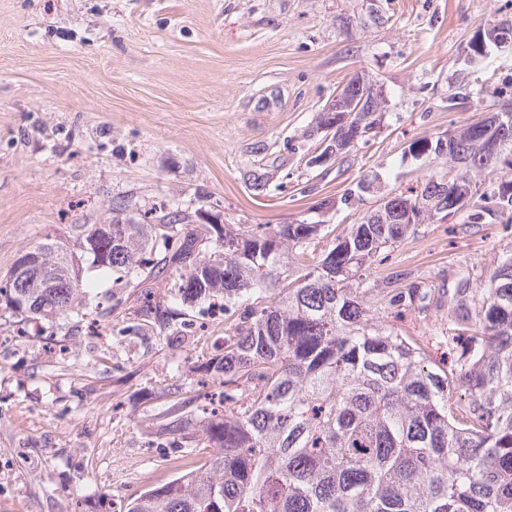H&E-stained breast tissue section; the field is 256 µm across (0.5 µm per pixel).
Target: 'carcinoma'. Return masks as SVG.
I'll list each match as a JSON object with an SVG mask.
<instances>
[{
    "instance_id": "obj_1",
    "label": "carcinoma",
    "mask_w": 512,
    "mask_h": 512,
    "mask_svg": "<svg viewBox=\"0 0 512 512\" xmlns=\"http://www.w3.org/2000/svg\"><path fill=\"white\" fill-rule=\"evenodd\" d=\"M362 103L320 112L311 133L342 155L381 127ZM512 112H491L416 150L447 149L451 191L429 168L408 192L338 233L331 224H195L189 212L154 209L148 224L112 207V232L82 225L76 244L40 243L50 277L14 263L0 280V308L20 324L79 316L89 289L75 266L111 271L140 294L166 281L183 305L221 302L224 342L205 372L222 377L224 407L195 416L183 402L154 415L179 448H213L205 461L120 507V512H512V254L479 286L462 272L448 300L450 368L413 336L375 322L365 298L389 295L397 319L425 310L432 288L398 269L377 283L385 251L426 223L415 213L431 190L455 215L452 196H473L481 170L512 169ZM509 126H504V123ZM470 223L512 217V181L481 192Z\"/></svg>"
}]
</instances>
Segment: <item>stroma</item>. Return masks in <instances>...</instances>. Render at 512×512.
I'll return each mask as SVG.
<instances>
[{"instance_id":"1","label":"stroma","mask_w":512,"mask_h":512,"mask_svg":"<svg viewBox=\"0 0 512 512\" xmlns=\"http://www.w3.org/2000/svg\"><path fill=\"white\" fill-rule=\"evenodd\" d=\"M503 20L512 0H0V278L119 202L137 220L176 203L198 224L347 228L378 205L375 192L341 202L365 174L416 186L413 142L512 104V51L468 49ZM356 75L382 86L383 125L307 166L306 131ZM511 253L503 220L462 212L418 226L371 278L399 266L448 287ZM84 281L85 316L37 336H15L0 308V512H116L174 479L178 451L151 419L179 400L199 413L217 388L198 367L223 315L202 303L166 327L139 324L112 274ZM447 319L411 311L400 326L437 359Z\"/></svg>"}]
</instances>
